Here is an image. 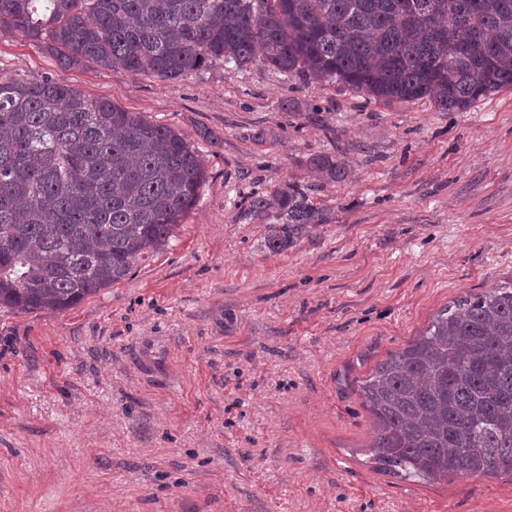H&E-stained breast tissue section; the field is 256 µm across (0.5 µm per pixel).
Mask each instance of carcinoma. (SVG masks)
<instances>
[{"mask_svg":"<svg viewBox=\"0 0 512 512\" xmlns=\"http://www.w3.org/2000/svg\"><path fill=\"white\" fill-rule=\"evenodd\" d=\"M0 34L64 66L168 80L259 60L379 101L459 112L512 87V0H0ZM309 165L341 182L344 166ZM199 154L172 129L49 77L0 81V306L65 311L163 249L198 202ZM277 253L323 223L286 183ZM382 469L512 476V282L441 310L363 385Z\"/></svg>","mask_w":512,"mask_h":512,"instance_id":"1","label":"carcinoma"}]
</instances>
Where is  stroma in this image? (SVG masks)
<instances>
[{"label":"stroma","mask_w":512,"mask_h":512,"mask_svg":"<svg viewBox=\"0 0 512 512\" xmlns=\"http://www.w3.org/2000/svg\"><path fill=\"white\" fill-rule=\"evenodd\" d=\"M42 76L182 134L206 179L123 280L0 308V512H512L508 478L380 469L360 395L439 311L512 281V87L441 112L259 62L162 80L0 38V79ZM285 183L324 222L272 253L250 201ZM309 165L315 168L323 176H326L328 179L336 181L337 183L345 180L347 176V170L345 167L328 156L315 155L311 157Z\"/></svg>","instance_id":"35a3bbf8"}]
</instances>
